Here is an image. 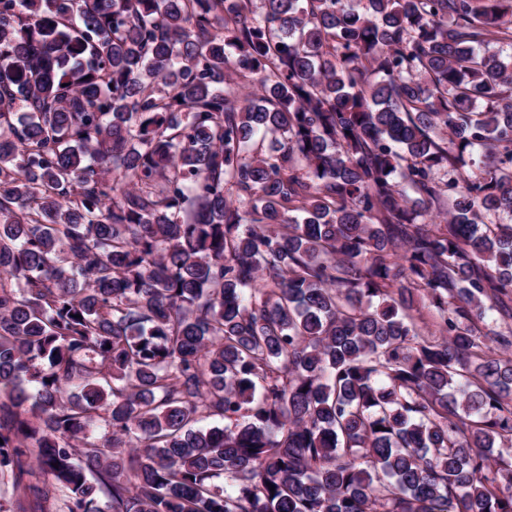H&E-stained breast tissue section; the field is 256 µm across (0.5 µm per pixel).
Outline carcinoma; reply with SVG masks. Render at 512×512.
<instances>
[{"mask_svg":"<svg viewBox=\"0 0 512 512\" xmlns=\"http://www.w3.org/2000/svg\"><path fill=\"white\" fill-rule=\"evenodd\" d=\"M225 2L0 0L17 512H512V0Z\"/></svg>","mask_w":512,"mask_h":512,"instance_id":"cac0c4a2","label":"carcinoma"}]
</instances>
